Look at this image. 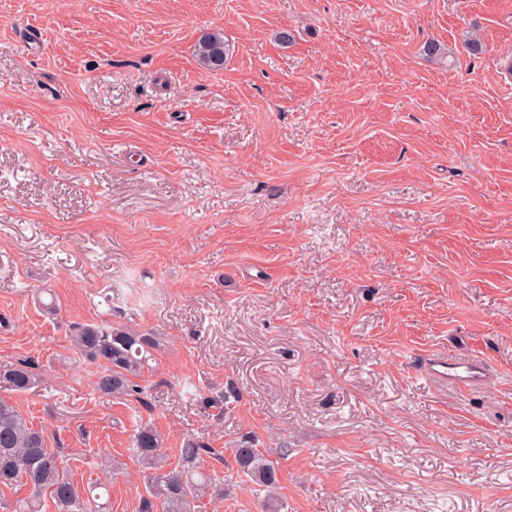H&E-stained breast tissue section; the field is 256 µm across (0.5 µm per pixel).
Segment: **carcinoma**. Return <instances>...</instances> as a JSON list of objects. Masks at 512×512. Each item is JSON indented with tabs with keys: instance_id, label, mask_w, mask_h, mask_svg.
<instances>
[{
	"instance_id": "carcinoma-1",
	"label": "carcinoma",
	"mask_w": 512,
	"mask_h": 512,
	"mask_svg": "<svg viewBox=\"0 0 512 512\" xmlns=\"http://www.w3.org/2000/svg\"><path fill=\"white\" fill-rule=\"evenodd\" d=\"M229 53L220 32L202 36L195 45L198 62L210 70L224 68ZM74 352L98 367L94 389L103 397L134 396L137 384L156 349L154 336L122 325L96 322L75 326L70 336ZM39 383L38 375L25 365L0 367V384L27 392ZM133 456L148 470L141 512H194L195 503L208 494L224 496V484L208 472L206 458L213 455L209 444L197 438L186 441L177 464L169 468L163 452V437L145 425L135 436ZM236 472L259 487L272 489L279 472L266 452L246 440L233 449ZM28 488V495L9 507V512H43L51 502L54 512H101L95 487L76 483L57 448H50L43 431L34 428L17 407L0 397V494L3 489Z\"/></svg>"
}]
</instances>
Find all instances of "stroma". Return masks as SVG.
Returning <instances> with one entry per match:
<instances>
[{
  "instance_id": "stroma-1",
  "label": "stroma",
  "mask_w": 512,
  "mask_h": 512,
  "mask_svg": "<svg viewBox=\"0 0 512 512\" xmlns=\"http://www.w3.org/2000/svg\"><path fill=\"white\" fill-rule=\"evenodd\" d=\"M507 58L512 0H0V364L106 512H140L146 424L220 452L199 512H512ZM85 322L159 334L144 400L94 390ZM438 353L495 384L433 381ZM228 53V45L224 41V35L220 32L205 34L195 45L198 62L210 70L223 69ZM39 383L38 375L25 364L0 367V384L15 392H27ZM237 474L246 477L252 483L266 489L275 488L279 472L275 464L267 458L265 450L254 448L251 440L243 441L233 449Z\"/></svg>"
}]
</instances>
